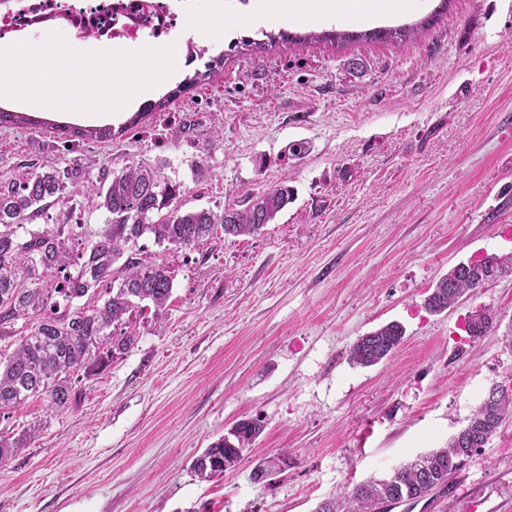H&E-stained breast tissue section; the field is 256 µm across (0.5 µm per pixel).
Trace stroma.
<instances>
[{
	"label": "stroma",
	"mask_w": 512,
	"mask_h": 512,
	"mask_svg": "<svg viewBox=\"0 0 512 512\" xmlns=\"http://www.w3.org/2000/svg\"><path fill=\"white\" fill-rule=\"evenodd\" d=\"M386 0L378 26L414 37L333 46L228 50L259 38L249 10L223 24L224 64L121 136L73 142L61 126H119L133 114L36 110V126L0 125V171L69 168L75 191L18 235L65 219L80 246L105 214L78 194L85 178L147 162L181 182L187 208H243L287 181L294 200L264 232L193 251L164 250L173 289L161 317L134 315L138 339L102 375L76 384L62 411L33 397L0 417V433L40 432L0 472V512H315L339 491L386 477L442 447L491 387L512 390V273L439 314L424 300L449 267L512 257V0ZM305 14L297 33L369 29L362 13ZM437 15L434 26L420 23ZM309 149L285 159L289 144ZM204 178H197L196 164ZM495 329L472 339L468 314ZM390 322L405 336L362 367L349 349ZM265 427L223 477H194L192 459L239 420ZM285 470L251 479L266 457ZM434 494L392 512H512V418Z\"/></svg>",
	"instance_id": "35a3bbf8"
}]
</instances>
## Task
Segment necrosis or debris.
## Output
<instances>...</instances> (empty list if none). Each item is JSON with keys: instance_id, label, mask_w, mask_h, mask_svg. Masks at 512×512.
Returning a JSON list of instances; mask_svg holds the SVG:
<instances>
[{"instance_id": "4bbe7bcc", "label": "necrosis or debris", "mask_w": 512, "mask_h": 512, "mask_svg": "<svg viewBox=\"0 0 512 512\" xmlns=\"http://www.w3.org/2000/svg\"><path fill=\"white\" fill-rule=\"evenodd\" d=\"M194 11V0H23L18 8L0 11V37L49 29L63 20L75 34L93 33L113 49L147 40H175L179 52L188 57L201 47L190 39L179 40L178 35Z\"/></svg>"}]
</instances>
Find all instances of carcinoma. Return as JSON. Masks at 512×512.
<instances>
[{
    "instance_id": "obj_1",
    "label": "carcinoma",
    "mask_w": 512,
    "mask_h": 512,
    "mask_svg": "<svg viewBox=\"0 0 512 512\" xmlns=\"http://www.w3.org/2000/svg\"><path fill=\"white\" fill-rule=\"evenodd\" d=\"M264 39L244 37L231 48L263 51L280 42L299 44L306 36L288 31H261ZM408 28L378 27L365 31H328L317 39L338 46L357 42L403 40ZM224 56L210 59L206 71H195L180 89L205 80L220 66ZM168 97L145 104L127 125L135 126L154 111L166 108ZM61 130L81 140L109 139L112 127ZM71 170L33 171L23 180L0 174V342L11 338L1 329L19 317H33V332L21 339L14 351L0 346V411L9 410L39 395L51 407L63 410L71 403L72 379L90 380L107 370L115 358L127 353L137 341L133 313L148 302L159 315L173 289V270L166 262L143 257L138 241L144 236L167 249L192 250L221 234L257 235L272 223L292 200L287 181L251 196L242 209L186 210L182 197L186 188L161 175L159 168L137 163L112 176L85 181L83 192L98 199L107 214L106 227L87 249L73 253L64 237L65 225L30 233L27 240L17 229L36 220L48 207L64 197ZM512 262L511 258L487 255L468 262L467 269L450 271L439 279L424 300L431 313H441L465 295L481 288L486 273ZM70 302L85 298L87 308L66 316L57 312L58 298ZM467 327L482 337L493 327L486 310L478 309L467 319ZM405 335L404 328L390 322L359 337L349 350V360L369 367L392 355ZM512 414V398L496 405L481 403L460 429L463 437L448 439L437 448L403 464L383 479L355 485L351 491L323 500L315 512H389V507L418 502L436 490L448 489V475L460 470L472 456L478 441L489 439ZM259 418L241 420L226 435L194 457L191 472L202 481L224 476L234 468L243 451L262 434ZM35 431L25 429L8 437L0 433V470L29 447Z\"/></svg>"
}]
</instances>
